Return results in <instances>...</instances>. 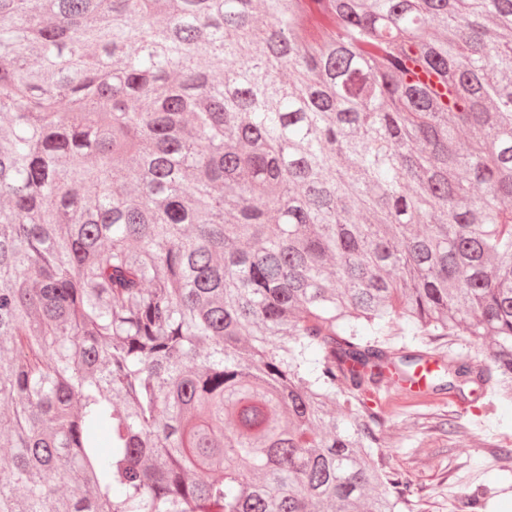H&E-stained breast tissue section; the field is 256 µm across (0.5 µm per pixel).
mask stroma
I'll return each mask as SVG.
<instances>
[{"label": "stroma", "instance_id": "35a3bbf8", "mask_svg": "<svg viewBox=\"0 0 512 512\" xmlns=\"http://www.w3.org/2000/svg\"><path fill=\"white\" fill-rule=\"evenodd\" d=\"M392 345L441 366L476 351L468 336H398ZM379 404L388 417L380 446L412 483L420 512H459L462 495L479 486L487 491L482 512H512V470L497 455L512 448V404L473 402L452 390L422 399L392 387L380 391ZM449 421L456 430L446 429Z\"/></svg>", "mask_w": 512, "mask_h": 512}]
</instances>
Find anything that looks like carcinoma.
<instances>
[{
	"label": "carcinoma",
	"instance_id": "1",
	"mask_svg": "<svg viewBox=\"0 0 512 512\" xmlns=\"http://www.w3.org/2000/svg\"><path fill=\"white\" fill-rule=\"evenodd\" d=\"M433 333L512 403V0H0V512H403ZM475 339L469 336H397L392 341L396 350L422 351L432 358L431 366L438 367L448 365V358H456L466 355H474L477 346Z\"/></svg>",
	"mask_w": 512,
	"mask_h": 512
}]
</instances>
